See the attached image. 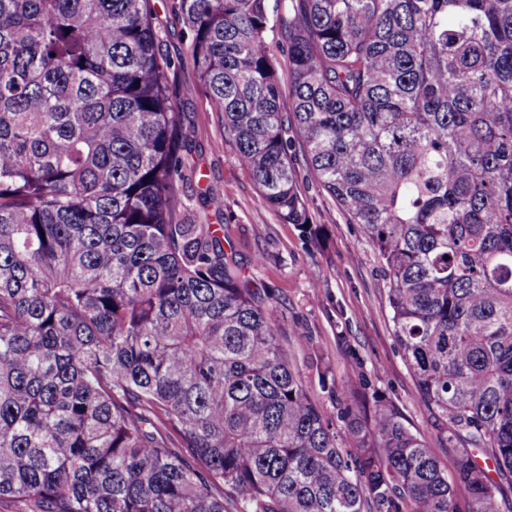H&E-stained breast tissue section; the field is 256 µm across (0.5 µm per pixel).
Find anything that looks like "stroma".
Masks as SVG:
<instances>
[{"instance_id": "35a3bbf8", "label": "stroma", "mask_w": 512, "mask_h": 512, "mask_svg": "<svg viewBox=\"0 0 512 512\" xmlns=\"http://www.w3.org/2000/svg\"><path fill=\"white\" fill-rule=\"evenodd\" d=\"M160 53L172 63L171 89L185 115L190 169L180 182L181 220L218 224L237 260L258 288L272 289L285 316L283 347L302 370L312 396L325 409L334 403L322 390L314 360L329 381L368 382L399 410L448 476H455L459 451L440 437L418 399L412 371L399 349L386 300V281L374 247L358 225L322 189L304 156L293 152L298 191L309 222L320 229L321 249L310 248L299 228L264 206L252 178L224 140V117L212 111L189 53L183 20L173 0H152ZM223 196L224 207H205L208 193ZM265 253L260 269L256 254Z\"/></svg>"}]
</instances>
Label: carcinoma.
Returning <instances> with one entry per match:
<instances>
[{
  "label": "carcinoma",
  "mask_w": 512,
  "mask_h": 512,
  "mask_svg": "<svg viewBox=\"0 0 512 512\" xmlns=\"http://www.w3.org/2000/svg\"><path fill=\"white\" fill-rule=\"evenodd\" d=\"M224 140L306 226L300 149L386 276L448 481L386 398L329 414L276 298L176 219L151 0H0V499L17 512H499L512 477V0H176ZM288 43L289 93L273 66ZM344 436L338 438V425Z\"/></svg>",
  "instance_id": "cac0c4a2"
}]
</instances>
